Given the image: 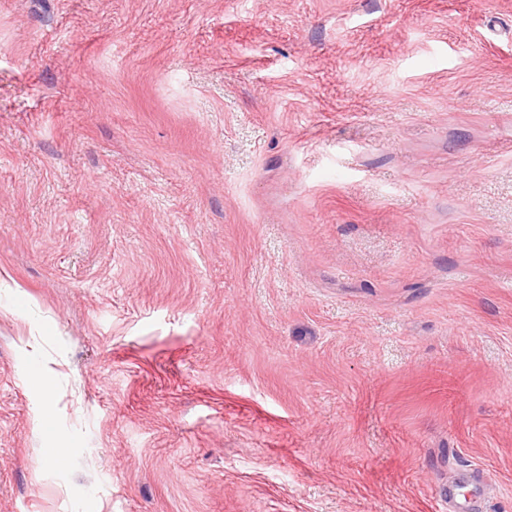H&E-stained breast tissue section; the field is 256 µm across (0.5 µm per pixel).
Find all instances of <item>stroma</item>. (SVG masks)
I'll return each instance as SVG.
<instances>
[{
	"label": "stroma",
	"instance_id": "35a3bbf8",
	"mask_svg": "<svg viewBox=\"0 0 512 512\" xmlns=\"http://www.w3.org/2000/svg\"><path fill=\"white\" fill-rule=\"evenodd\" d=\"M0 280V512H512V0H0ZM26 377L33 389L44 399H49L54 392L53 372L42 368L34 372H26Z\"/></svg>",
	"mask_w": 512,
	"mask_h": 512
}]
</instances>
